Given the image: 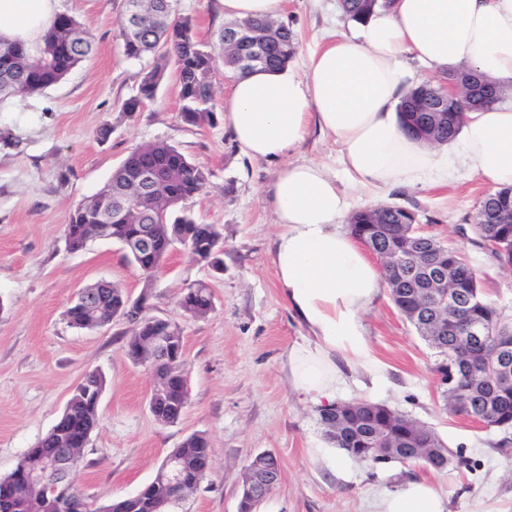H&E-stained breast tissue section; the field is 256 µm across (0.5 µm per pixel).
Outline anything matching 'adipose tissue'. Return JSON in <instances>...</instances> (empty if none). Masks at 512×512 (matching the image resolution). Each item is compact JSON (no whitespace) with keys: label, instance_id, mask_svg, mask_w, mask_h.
<instances>
[{"label":"adipose tissue","instance_id":"1","mask_svg":"<svg viewBox=\"0 0 512 512\" xmlns=\"http://www.w3.org/2000/svg\"><path fill=\"white\" fill-rule=\"evenodd\" d=\"M58 0H0V39L33 46ZM446 76L468 66L512 89V0H389L365 21L327 33L300 66L233 77L224 123L240 154L275 162L269 188L277 230L270 256L276 286L310 331L288 346L291 392L320 407L355 367L382 376L363 315L384 283L380 265L343 231L347 190L373 200L398 186L448 183L462 166L486 186H512V104L466 112L460 142L430 145L401 126L398 106L420 85L418 66ZM334 138L347 188L320 163H290L311 129ZM371 512H447L429 483L376 495Z\"/></svg>","mask_w":512,"mask_h":512}]
</instances>
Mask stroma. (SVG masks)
<instances>
[{
    "label": "stroma",
    "instance_id": "obj_1",
    "mask_svg": "<svg viewBox=\"0 0 512 512\" xmlns=\"http://www.w3.org/2000/svg\"><path fill=\"white\" fill-rule=\"evenodd\" d=\"M125 8L126 0H58L59 13L91 32L92 54L43 93L0 98V476L53 427L85 374L97 370L107 380L100 426L76 475L80 490L97 502L135 494L186 437L202 433L209 474L179 512H237L244 466L262 452L275 454L281 480L258 512H369L374 495L411 479L431 483L447 499L448 512H512V428L482 426L448 411L432 370L434 350L385 292L365 326L386 378L375 386L348 384L337 399L366 397L430 426L455 460L434 471L398 462L374 468L349 457L333 474L312 458L311 449L329 445L319 411L290 396L282 370L285 348L309 332L280 295L269 256L276 227L268 188L277 167L242 157L225 130L230 79L223 65L212 73L213 120L181 119L172 69L153 101L134 116L122 115L149 66L123 55L117 20ZM175 12L192 20L197 40L206 44L225 23L219 0H177ZM281 20L296 33L303 55L323 29L346 24L337 0H287ZM106 124L112 131L103 138ZM156 141L208 172L206 188L186 208L198 222L223 226L222 273L181 245L149 284L115 241L66 250L70 211L95 194L133 148ZM486 191L459 169L447 188H399L383 202L417 212L425 233L463 252L485 298L512 315V268L499 266L469 232ZM100 281L134 298L149 291L151 315L180 324L188 404L176 424H159L149 410L153 380L127 353L125 319L97 330L70 326L65 311L76 293ZM197 281L213 295L203 318L176 306Z\"/></svg>",
    "mask_w": 512,
    "mask_h": 512
}]
</instances>
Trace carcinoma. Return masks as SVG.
<instances>
[{
    "mask_svg": "<svg viewBox=\"0 0 512 512\" xmlns=\"http://www.w3.org/2000/svg\"><path fill=\"white\" fill-rule=\"evenodd\" d=\"M126 8L138 7L141 26L135 30L126 27V16L118 20L123 54L128 59L140 60L153 56L157 62L144 73L138 92L129 98L122 111L133 114L154 99L164 78L166 61L174 62L179 82L180 112L184 121L196 123L214 114L213 86L210 80L216 60H221L232 74L246 75L248 71L238 66L239 44L233 41L231 32L238 26H246L254 36L266 43L264 69L280 68L293 61L298 53L299 41L290 26L278 21L243 20L230 21L217 32L213 46L196 40L193 24L188 18L174 16L173 0H126ZM379 0H340L346 16L354 21L366 19ZM93 40L87 28L76 19L59 15L43 38V43L33 51L23 45L0 42V96L26 97L41 93L59 83L74 67L86 59L92 51ZM461 83L468 96L458 100L440 102L436 89L424 84L413 89L400 106L401 123L406 130L426 141L446 142L460 130L463 112L475 107L502 103L506 97L479 75L463 72L448 77ZM132 166L156 170L162 185L154 202L158 205L170 202L174 207L166 210L163 220H158L156 237L157 253L141 260L140 267L153 269L158 260L168 253L171 243L185 239L193 247V255L212 269L224 267V228L217 224H199L188 214L182 204L203 192L208 174L190 161L175 146L165 142H149L137 146L124 163L114 171L96 194L79 203L70 213L64 226L66 248L71 252L83 250L95 240L94 225L120 224L122 228L110 230L111 235L130 234L139 226L133 213L121 214L117 203L112 201V186L121 184L125 173ZM397 223L409 215L395 206L377 205L359 210L350 216L351 234L356 239L370 237L373 218ZM501 237L500 250L492 253L501 265L512 267V224L497 225ZM448 258V287L458 288L471 295L470 317L487 324L490 335L485 350L475 352L468 346L465 336L452 337L449 344L434 346L437 360L434 370H456L460 364H469L475 370L476 380L469 407L446 402L454 414L480 416L487 426L512 424V383L495 387L487 382L484 369L495 362L498 348L512 343V319L488 300L482 298L480 278L462 252L441 245ZM91 309L70 306L66 310L68 323L78 329L122 316L132 325L127 341V352L134 363H139L135 344L152 335L151 317L147 308L132 309L126 306L125 291L107 282H99L86 288ZM187 315L198 318L213 309V297L208 286L200 282L187 289L177 301ZM155 386L150 398L151 413L163 425L177 423L187 406L182 393L181 376L172 375L170 367L162 362L149 368ZM106 379L99 372H89L76 387L64 409V418L28 450L16 462L13 473H35L50 476L46 458L62 448L74 449L77 460H82L83 449L90 435L99 425L98 404L105 388ZM390 416L379 415L369 424H361L357 418H339L344 430L359 438L372 429L387 428ZM319 421L329 442L350 452L353 443L335 441V424L328 411L319 413ZM171 455L185 465L183 481L173 484L161 471L137 493L108 504L97 505L94 500L72 487L73 512H176L185 498L196 491L206 477L209 459V443L201 433L186 437ZM0 512H61L58 500L41 496L37 489L26 483L16 482L8 487L0 484Z\"/></svg>",
    "mask_w": 512,
    "mask_h": 512,
    "instance_id": "obj_1",
    "label": "carcinoma"
}]
</instances>
